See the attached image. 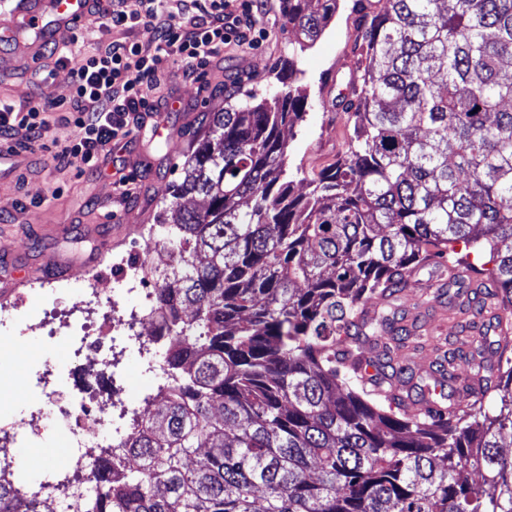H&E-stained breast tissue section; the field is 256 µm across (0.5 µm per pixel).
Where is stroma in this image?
<instances>
[{
  "label": "stroma",
  "instance_id": "1",
  "mask_svg": "<svg viewBox=\"0 0 512 512\" xmlns=\"http://www.w3.org/2000/svg\"><path fill=\"white\" fill-rule=\"evenodd\" d=\"M352 7L353 0H339L321 38L296 54L293 36L284 27L282 0H268V37L261 45L226 48L223 66L209 67L204 75L202 93L184 83L177 68L166 69L164 81L172 101L162 112L164 128L149 126L135 138L113 143L98 169L60 164L39 148L28 147L29 162L0 181V241L33 263L49 250L83 255L95 245L83 225L102 224L110 218L129 227L102 263L107 275L119 277L126 264L145 257L142 231L154 226L169 200L171 185L182 180L181 165L206 136L212 113L223 111L226 101L244 102L249 93L260 99L270 97L277 73L290 58L296 61L298 86L307 98V111L290 142L291 159L315 169L333 164L347 147L348 123L331 101L357 66L353 52L357 15ZM70 95L67 69H57L47 86L40 84L33 66L15 62L0 69V99L18 106L44 97L57 102V109L48 115V137L61 146L76 134L61 119V105ZM129 160L139 188L135 196L124 198L113 180L117 168ZM36 196L43 197V205H31ZM395 309L405 338L397 361L410 368L396 381L417 402H424L436 385L431 371L434 347H455L461 336L481 345L480 359L485 364L499 365L504 373L512 369L499 362L497 336L488 328L487 315L479 312L462 283H449L442 268L429 265L418 270L411 285L398 293Z\"/></svg>",
  "mask_w": 512,
  "mask_h": 512
}]
</instances>
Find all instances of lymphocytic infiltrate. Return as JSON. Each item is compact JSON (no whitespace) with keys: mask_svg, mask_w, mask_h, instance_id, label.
I'll use <instances>...</instances> for the list:
<instances>
[{"mask_svg":"<svg viewBox=\"0 0 512 512\" xmlns=\"http://www.w3.org/2000/svg\"><path fill=\"white\" fill-rule=\"evenodd\" d=\"M266 0H112L101 26L113 38L89 56L58 52L71 74L63 119L77 135L54 150L55 160L98 167L112 142L135 136L161 110V78L176 64L184 81L198 82L226 47L252 46L267 35ZM139 30L140 41L124 40ZM49 102L18 107L0 101V140L47 145Z\"/></svg>","mask_w":512,"mask_h":512,"instance_id":"obj_1","label":"lymphocytic infiltrate"}]
</instances>
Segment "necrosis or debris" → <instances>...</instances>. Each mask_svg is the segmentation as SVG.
Here are the masks:
<instances>
[{
  "mask_svg": "<svg viewBox=\"0 0 512 512\" xmlns=\"http://www.w3.org/2000/svg\"><path fill=\"white\" fill-rule=\"evenodd\" d=\"M122 287L96 283L64 289L69 302L63 313L30 306L18 296L8 315L0 317V334L34 333L47 355L23 388L34 396L21 416L0 414V482L22 499L37 500L41 512H90L95 486L89 471L101 458L125 461L124 443L165 400L175 378L164 362L166 339L153 335L155 290L141 269L125 270ZM66 347L64 361L53 357ZM134 355L142 376L135 397L121 390L127 373L121 365ZM54 424L65 448L62 461L33 477L19 445L46 439Z\"/></svg>",
  "mask_w": 512,
  "mask_h": 512,
  "instance_id": "1",
  "label": "necrosis or debris"
}]
</instances>
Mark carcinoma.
I'll list each match as a JSON object with an SVG mask.
<instances>
[{
	"label": "carcinoma",
	"mask_w": 512,
	"mask_h": 512,
	"mask_svg": "<svg viewBox=\"0 0 512 512\" xmlns=\"http://www.w3.org/2000/svg\"><path fill=\"white\" fill-rule=\"evenodd\" d=\"M284 2L303 52L336 0ZM355 10L363 83L333 102L352 125L341 160L292 166L306 101L291 62L271 99L213 113L186 157L159 214L171 264L152 272L178 382L125 443L123 478L95 465V512H512V368L466 385L464 409L407 413L373 393L358 363L385 364L356 346L390 357L391 298L424 264L474 273L497 329L512 307V0ZM0 512L38 510L0 484Z\"/></svg>",
	"instance_id": "obj_1"
}]
</instances>
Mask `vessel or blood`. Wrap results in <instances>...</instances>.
Listing matches in <instances>:
<instances>
[{
	"mask_svg": "<svg viewBox=\"0 0 512 512\" xmlns=\"http://www.w3.org/2000/svg\"><path fill=\"white\" fill-rule=\"evenodd\" d=\"M105 0H15L7 11H0V41L10 44L15 55L27 62L38 63L46 47L70 39L78 33L85 20L99 13ZM97 240L93 254L84 257L85 270L96 269L112 248V231L94 226ZM0 264L11 266L10 274L0 277V294L15 293L28 281L41 278H61L69 274L75 262L71 255L53 253L39 265L11 260L8 251H0Z\"/></svg>",
	"mask_w": 512,
	"mask_h": 512,
	"instance_id": "1",
	"label": "vessel or blood"
}]
</instances>
